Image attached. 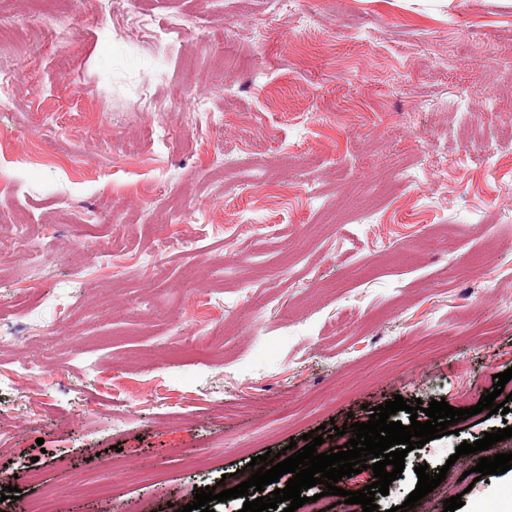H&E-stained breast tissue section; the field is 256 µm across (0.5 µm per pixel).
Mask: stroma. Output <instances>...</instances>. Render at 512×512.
I'll list each match as a JSON object with an SVG mask.
<instances>
[{
	"instance_id": "obj_1",
	"label": "stroma",
	"mask_w": 512,
	"mask_h": 512,
	"mask_svg": "<svg viewBox=\"0 0 512 512\" xmlns=\"http://www.w3.org/2000/svg\"><path fill=\"white\" fill-rule=\"evenodd\" d=\"M1 17L0 220L31 238L0 255V512H180L318 426L465 409L512 368V0ZM505 425L410 451L381 512L421 464L447 471L424 512H500L512 473L470 482L456 448Z\"/></svg>"
}]
</instances>
